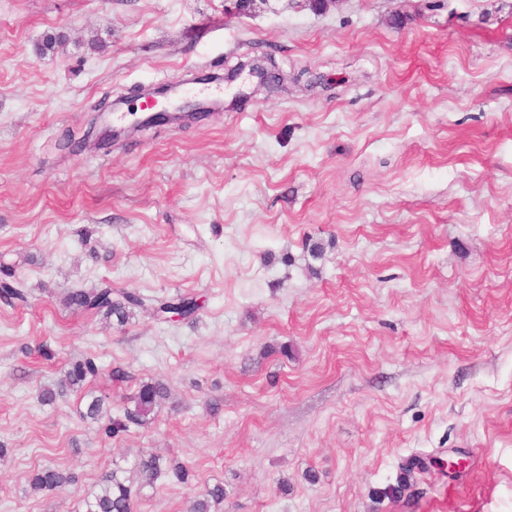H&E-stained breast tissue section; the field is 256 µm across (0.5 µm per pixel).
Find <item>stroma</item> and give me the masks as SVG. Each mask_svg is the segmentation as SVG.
I'll use <instances>...</instances> for the list:
<instances>
[{"label":"stroma","instance_id":"stroma-1","mask_svg":"<svg viewBox=\"0 0 512 512\" xmlns=\"http://www.w3.org/2000/svg\"><path fill=\"white\" fill-rule=\"evenodd\" d=\"M252 59L279 82L83 145L94 103L127 127L136 89L192 99ZM0 271L27 294L0 301V512H83L144 451L189 480L134 512L216 484L220 512H512V0H0ZM104 286L145 304L63 302ZM178 295L198 314L156 317ZM145 382L170 391L149 427L86 417ZM47 466L75 482L32 491ZM70 306L91 310L97 314L103 313L105 318L115 315L118 321L129 317V309L143 305L139 294L132 292H113L112 288H99L91 292L78 291L66 297ZM99 372L98 366L90 358L75 362L66 372L64 379L61 380L57 391L49 389L42 394L44 402L52 403L57 394L67 390L81 389L89 378L96 377Z\"/></svg>","mask_w":512,"mask_h":512}]
</instances>
